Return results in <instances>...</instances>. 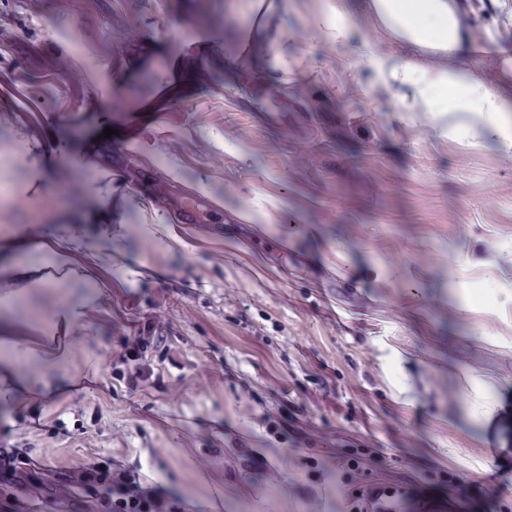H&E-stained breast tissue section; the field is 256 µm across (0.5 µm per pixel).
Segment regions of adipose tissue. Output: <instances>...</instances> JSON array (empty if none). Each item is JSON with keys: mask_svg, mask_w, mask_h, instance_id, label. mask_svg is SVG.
<instances>
[{"mask_svg": "<svg viewBox=\"0 0 512 512\" xmlns=\"http://www.w3.org/2000/svg\"><path fill=\"white\" fill-rule=\"evenodd\" d=\"M367 7L402 51L383 53L365 44L359 55L370 62L379 85L395 88L402 111L431 112L440 121L454 112L471 114L487 138L512 150V133H505L502 123L503 113L512 112V83L496 91L463 69L457 54L466 36L457 0H369ZM348 15V0H322L315 29L344 43ZM433 51L442 55L440 65L426 63Z\"/></svg>", "mask_w": 512, "mask_h": 512, "instance_id": "obj_1", "label": "adipose tissue"}]
</instances>
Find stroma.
Wrapping results in <instances>:
<instances>
[{
  "label": "stroma",
  "mask_w": 512,
  "mask_h": 512,
  "mask_svg": "<svg viewBox=\"0 0 512 512\" xmlns=\"http://www.w3.org/2000/svg\"><path fill=\"white\" fill-rule=\"evenodd\" d=\"M228 2L0 0V448L113 458L188 512H345L340 468L512 512V151L400 111L352 54L390 43L360 0L345 48L318 0ZM462 23L512 49L505 15ZM144 165L223 238L175 234ZM151 330L132 392L112 365Z\"/></svg>",
  "instance_id": "1"
}]
</instances>
